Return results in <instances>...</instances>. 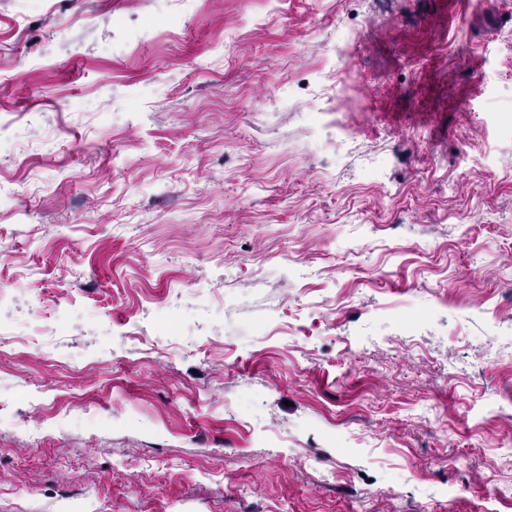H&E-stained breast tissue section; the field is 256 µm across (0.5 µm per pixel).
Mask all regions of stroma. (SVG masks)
<instances>
[{
    "instance_id": "stroma-1",
    "label": "stroma",
    "mask_w": 512,
    "mask_h": 512,
    "mask_svg": "<svg viewBox=\"0 0 512 512\" xmlns=\"http://www.w3.org/2000/svg\"><path fill=\"white\" fill-rule=\"evenodd\" d=\"M0 0V512H512V0Z\"/></svg>"
}]
</instances>
